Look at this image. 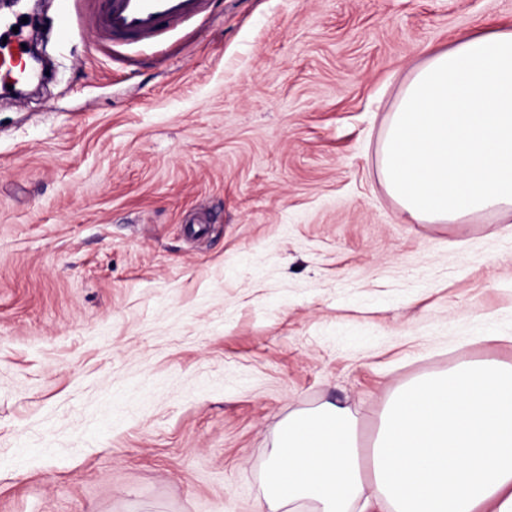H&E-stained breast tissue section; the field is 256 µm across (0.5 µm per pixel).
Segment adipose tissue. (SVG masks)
Returning <instances> with one entry per match:
<instances>
[{"label": "adipose tissue", "mask_w": 512, "mask_h": 512, "mask_svg": "<svg viewBox=\"0 0 512 512\" xmlns=\"http://www.w3.org/2000/svg\"><path fill=\"white\" fill-rule=\"evenodd\" d=\"M381 173L412 223L512 213V28L427 51L390 116ZM357 423L334 404L289 416L264 512H512V364L398 387L364 466Z\"/></svg>", "instance_id": "adipose-tissue-1"}]
</instances>
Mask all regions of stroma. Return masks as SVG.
Returning <instances> with one entry per match:
<instances>
[{"label":"stroma","instance_id":"35a3bbf8","mask_svg":"<svg viewBox=\"0 0 512 512\" xmlns=\"http://www.w3.org/2000/svg\"><path fill=\"white\" fill-rule=\"evenodd\" d=\"M45 0L0 94V512H262L289 415L512 364V219L408 224L381 141L512 0H206L123 45Z\"/></svg>","mask_w":512,"mask_h":512}]
</instances>
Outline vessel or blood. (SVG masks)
I'll list each match as a JSON object with an SVG mask.
<instances>
[{
  "instance_id": "obj_1",
  "label": "vessel or blood",
  "mask_w": 512,
  "mask_h": 512,
  "mask_svg": "<svg viewBox=\"0 0 512 512\" xmlns=\"http://www.w3.org/2000/svg\"><path fill=\"white\" fill-rule=\"evenodd\" d=\"M204 0H99L98 23L116 42H143L163 35L171 26L199 13ZM0 34L12 40L8 51L0 50V70L20 68L25 42L12 23L0 24Z\"/></svg>"
}]
</instances>
